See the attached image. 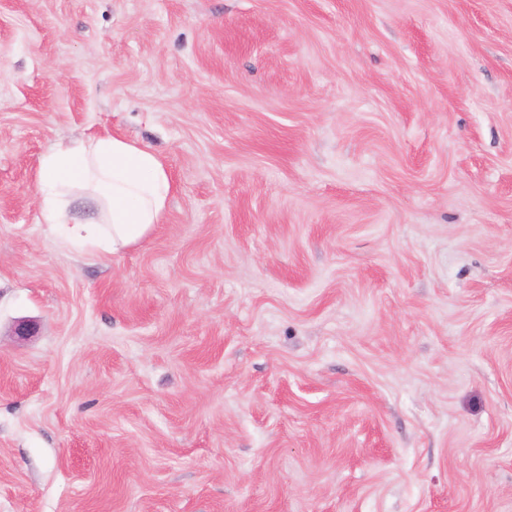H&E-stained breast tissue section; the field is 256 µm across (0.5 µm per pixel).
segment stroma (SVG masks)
Returning <instances> with one entry per match:
<instances>
[{
	"label": "stroma",
	"mask_w": 512,
	"mask_h": 512,
	"mask_svg": "<svg viewBox=\"0 0 512 512\" xmlns=\"http://www.w3.org/2000/svg\"><path fill=\"white\" fill-rule=\"evenodd\" d=\"M106 132L176 190L101 258ZM0 512H512V0H0ZM37 191L41 224L66 244L106 257L139 243L162 223L174 184L157 154L125 137L102 134L59 143L43 154ZM82 198L97 203L95 215L71 214Z\"/></svg>",
	"instance_id": "obj_1"
}]
</instances>
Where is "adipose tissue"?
<instances>
[{
    "label": "adipose tissue",
    "instance_id": "obj_1",
    "mask_svg": "<svg viewBox=\"0 0 512 512\" xmlns=\"http://www.w3.org/2000/svg\"><path fill=\"white\" fill-rule=\"evenodd\" d=\"M37 191L40 221L51 233L105 257L153 232L174 184L157 154L125 137L102 134L43 154ZM82 198L96 202L95 215H72V205Z\"/></svg>",
    "mask_w": 512,
    "mask_h": 512
}]
</instances>
